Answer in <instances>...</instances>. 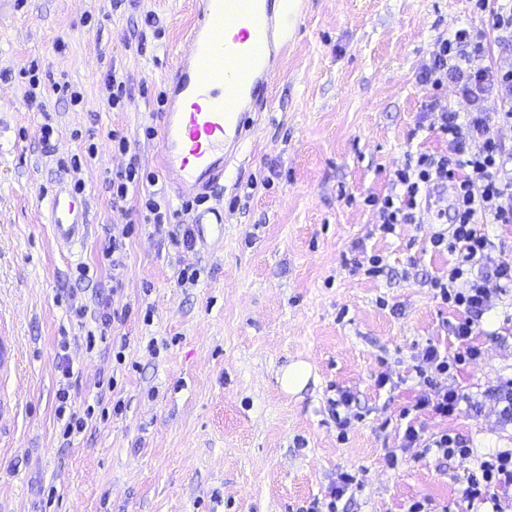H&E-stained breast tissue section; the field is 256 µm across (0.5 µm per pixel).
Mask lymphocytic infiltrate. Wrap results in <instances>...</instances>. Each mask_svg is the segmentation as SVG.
I'll return each instance as SVG.
<instances>
[{"label":"lymphocytic infiltrate","mask_w":512,"mask_h":512,"mask_svg":"<svg viewBox=\"0 0 512 512\" xmlns=\"http://www.w3.org/2000/svg\"><path fill=\"white\" fill-rule=\"evenodd\" d=\"M491 38L512 45V0H498L491 32L460 27L437 42L418 74L420 86L432 93L418 127L435 133L441 147L408 153L386 192L366 198L385 234L394 233L401 224L419 223L428 208L439 219L449 213L454 216L450 228L432 238L435 249L455 258L447 277L435 279L433 286L443 303L461 312L448 325L461 348L451 357L433 345L421 351L416 376L419 385L433 393L402 410L407 420L414 411L446 418L471 402V395L453 386H437L436 379L451 364H470L480 357V348L470 342L474 319L490 308L493 298L512 288V260L494 255V246L482 230L486 224H512V150L503 146L495 131L499 125L512 126V68L474 64ZM447 88L465 102V110L443 104L441 93ZM401 447L413 450L418 459L471 454L448 431L429 435L424 426L409 420ZM462 497L468 504L488 503L491 512H502V500H512V448L478 459L467 475Z\"/></svg>","instance_id":"f902f5d3"}]
</instances>
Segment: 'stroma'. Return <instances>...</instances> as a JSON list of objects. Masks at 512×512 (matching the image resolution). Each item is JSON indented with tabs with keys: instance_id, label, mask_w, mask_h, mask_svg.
Wrapping results in <instances>:
<instances>
[{
	"instance_id": "1",
	"label": "stroma",
	"mask_w": 512,
	"mask_h": 512,
	"mask_svg": "<svg viewBox=\"0 0 512 512\" xmlns=\"http://www.w3.org/2000/svg\"><path fill=\"white\" fill-rule=\"evenodd\" d=\"M197 2L21 0L0 21V330L19 347V369L0 392L20 395L15 423L0 428V512H304L314 500L327 505L343 471L357 486L336 512H408L424 497L466 512L459 490L476 458L512 448V424L485 397L512 378V291L476 321L481 359L438 379L482 397L481 406L446 421L419 417L428 432L459 435L472 456L418 461L399 451V412L424 392L419 352L430 343L459 349L448 334L458 312L430 286L452 261L431 244L432 213L385 235L363 199L386 191L407 153L438 148L415 129L429 99L416 74L451 30L489 29V9L476 0H305L241 146L244 165L227 169L217 190L224 242L187 252L179 241L191 217L164 180L155 190L172 217L159 228L135 221L143 187L130 188L121 210L108 181L133 159L156 169L159 140L144 130L158 124L156 97ZM33 62L39 110L25 96ZM112 74L131 88L121 112L102 100ZM63 81L81 87L82 106L56 91ZM115 133L129 154L113 151ZM91 139L98 152L81 171L60 168ZM78 180L88 234L62 250L46 202ZM110 237L125 244L117 278L102 253ZM358 251L381 255L384 273L352 272L344 259ZM187 265L198 282L181 288ZM103 297L122 318L91 349ZM62 352L78 405L94 410L67 443L56 416ZM298 360L308 381L283 392L277 373ZM340 390L357 397L360 413L343 435L328 411Z\"/></svg>"
}]
</instances>
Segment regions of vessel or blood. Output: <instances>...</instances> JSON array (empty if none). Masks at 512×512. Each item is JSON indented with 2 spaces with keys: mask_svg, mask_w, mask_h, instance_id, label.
Here are the masks:
<instances>
[{
  "mask_svg": "<svg viewBox=\"0 0 512 512\" xmlns=\"http://www.w3.org/2000/svg\"><path fill=\"white\" fill-rule=\"evenodd\" d=\"M300 15L292 0H201L159 116L158 167L178 196H206L237 161ZM49 218L59 246L85 239L86 203L69 189L51 196ZM192 221L203 245L223 243L222 207Z\"/></svg>",
  "mask_w": 512,
  "mask_h": 512,
  "instance_id": "vessel-or-blood-1",
  "label": "vessel or blood"
}]
</instances>
